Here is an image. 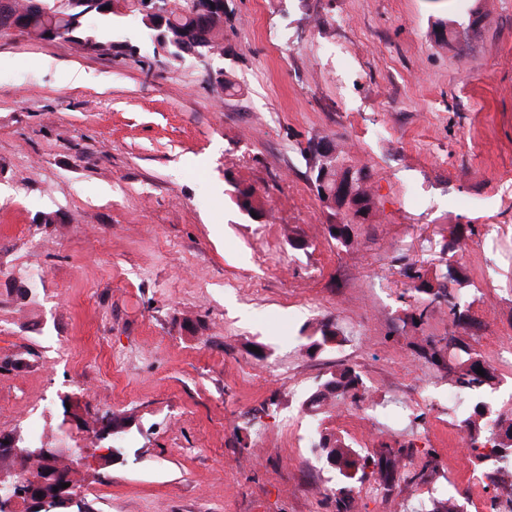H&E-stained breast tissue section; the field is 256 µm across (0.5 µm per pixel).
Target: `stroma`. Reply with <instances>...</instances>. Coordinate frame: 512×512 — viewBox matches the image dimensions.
Instances as JSON below:
<instances>
[{
  "instance_id": "obj_1",
  "label": "stroma",
  "mask_w": 512,
  "mask_h": 512,
  "mask_svg": "<svg viewBox=\"0 0 512 512\" xmlns=\"http://www.w3.org/2000/svg\"><path fill=\"white\" fill-rule=\"evenodd\" d=\"M88 27L136 56L0 34V435L74 449L92 512H336L325 433L410 449L413 471L432 448L445 473L354 512L443 495L492 512L448 402L447 306L410 314L419 277L451 265L483 359L512 346V0H227L206 70L134 15ZM324 138L369 174L350 246L309 181ZM325 322L339 337L313 348ZM346 368L364 402L304 408ZM104 418L121 430L101 441Z\"/></svg>"
}]
</instances>
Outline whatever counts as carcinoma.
Returning <instances> with one entry per match:
<instances>
[{"label":"carcinoma","mask_w":512,"mask_h":512,"mask_svg":"<svg viewBox=\"0 0 512 512\" xmlns=\"http://www.w3.org/2000/svg\"><path fill=\"white\" fill-rule=\"evenodd\" d=\"M8 18L18 28L26 31L27 35L36 39L44 37L45 22L52 21V14L57 12L56 0H12ZM138 0H106L109 9L94 14V17L110 23L114 17L128 10L139 13ZM172 14L176 24L170 30L163 32L142 23L143 28L153 37L158 45H163L164 39H170L169 53L181 57L196 48L204 40L213 47H224V15L215 12L207 19L188 8V0H170ZM81 40L76 43L78 49L86 51L90 48L97 52L109 53L113 45L105 42L86 27V20H81ZM236 205L246 213L261 208L252 189L241 190L235 197ZM414 291L430 296V302L444 301L448 306V321L455 329H468L473 325L469 315L470 306L466 300L446 288L433 289V286L417 285ZM475 338H462L455 334L448 337V346L454 350V364L448 367V379L459 392L471 403V410L464 420L465 425L479 428L484 425V419H492L488 429L487 440L493 443V452L489 455L472 453L469 461L475 468L482 470L489 478L493 487L506 495L505 502H500L499 496L492 500L493 512H512V436L508 441L497 440V430L504 424L512 429V418L494 415L493 408L484 400L485 391L494 385L497 378L496 369L485 361L474 347ZM484 370V375L477 374V368ZM360 376L351 369H344L333 374L324 382V389L315 393L311 403L321 405L324 401L340 403L349 400L353 403L364 398ZM313 451L325 460L331 461L332 469L341 477V483L336 487L337 512H353L355 509L354 492L357 485L367 480L387 490L391 487L394 474L397 472L404 456V449L383 448L373 454H363L345 439L332 433L323 434L313 445ZM440 478L437 458L429 453L421 469L409 477L410 481L426 482ZM420 512H461L458 499L445 497L432 499L420 508Z\"/></svg>","instance_id":"obj_1"}]
</instances>
